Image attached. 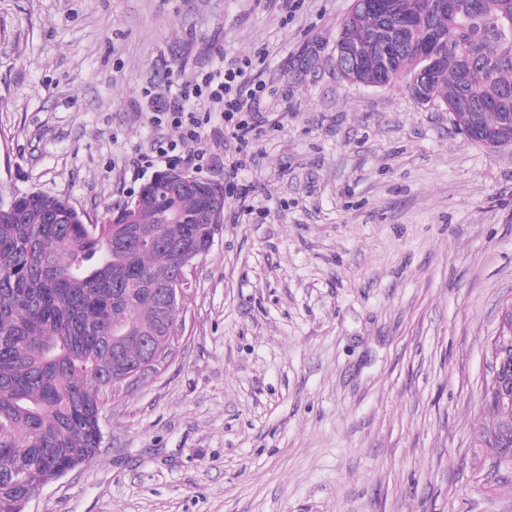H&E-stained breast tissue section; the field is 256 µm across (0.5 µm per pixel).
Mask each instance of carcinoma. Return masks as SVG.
Instances as JSON below:
<instances>
[{"mask_svg":"<svg viewBox=\"0 0 512 512\" xmlns=\"http://www.w3.org/2000/svg\"><path fill=\"white\" fill-rule=\"evenodd\" d=\"M385 13L352 0L336 45L353 46L346 76L398 80L422 105L442 107L457 130L471 126L512 146V0H389ZM434 32L437 71L419 45ZM0 205V512H24L43 479L100 453L109 399L126 370L161 351L174 358L180 305L166 290L213 243L202 199L171 180L87 224L58 195L24 193ZM174 209L186 223L164 218ZM111 398H106V391ZM484 429L489 459L512 453V405Z\"/></svg>","mask_w":512,"mask_h":512,"instance_id":"1","label":"carcinoma"}]
</instances>
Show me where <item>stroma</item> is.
Listing matches in <instances>:
<instances>
[{"label": "stroma", "instance_id": "obj_1", "mask_svg": "<svg viewBox=\"0 0 512 512\" xmlns=\"http://www.w3.org/2000/svg\"><path fill=\"white\" fill-rule=\"evenodd\" d=\"M350 6L0 0V198L62 195L102 223L169 168L156 94L248 58L266 98L246 145L206 126L194 176L253 209L226 197L188 269L174 359L26 512H512L478 445L512 304V147L345 79Z\"/></svg>", "mask_w": 512, "mask_h": 512}]
</instances>
